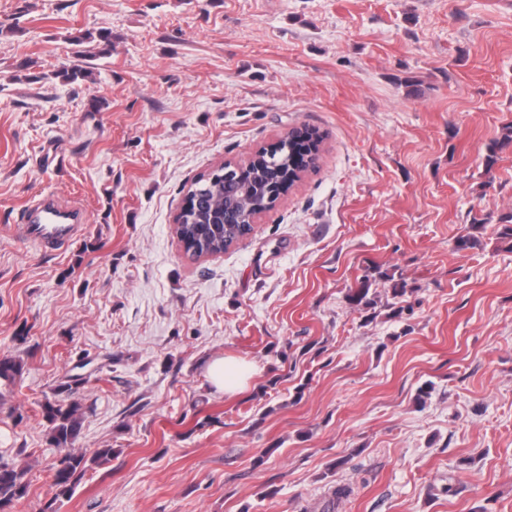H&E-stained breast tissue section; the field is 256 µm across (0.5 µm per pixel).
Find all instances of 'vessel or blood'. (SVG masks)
<instances>
[{
	"instance_id": "vessel-or-blood-1",
	"label": "vessel or blood",
	"mask_w": 512,
	"mask_h": 512,
	"mask_svg": "<svg viewBox=\"0 0 512 512\" xmlns=\"http://www.w3.org/2000/svg\"><path fill=\"white\" fill-rule=\"evenodd\" d=\"M81 210L73 202L51 195L31 200L22 211L23 238L45 251H64L83 229Z\"/></svg>"
}]
</instances>
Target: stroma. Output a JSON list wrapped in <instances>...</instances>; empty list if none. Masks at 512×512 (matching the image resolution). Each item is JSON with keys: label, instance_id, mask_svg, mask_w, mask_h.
Returning a JSON list of instances; mask_svg holds the SVG:
<instances>
[{"label": "stroma", "instance_id": "obj_1", "mask_svg": "<svg viewBox=\"0 0 512 512\" xmlns=\"http://www.w3.org/2000/svg\"><path fill=\"white\" fill-rule=\"evenodd\" d=\"M103 29L91 77L60 78ZM510 122L512 0H0L14 512H512V147L487 161ZM303 125L315 168L224 253L186 254L192 183ZM44 194L86 215L52 255L17 228ZM376 270L373 310L349 305ZM223 356L255 366L245 391L207 381ZM57 400L75 451H112L62 498ZM76 404L51 403L45 405L47 420L50 424L49 439L57 448L71 446L81 430V417Z\"/></svg>", "mask_w": 512, "mask_h": 512}]
</instances>
